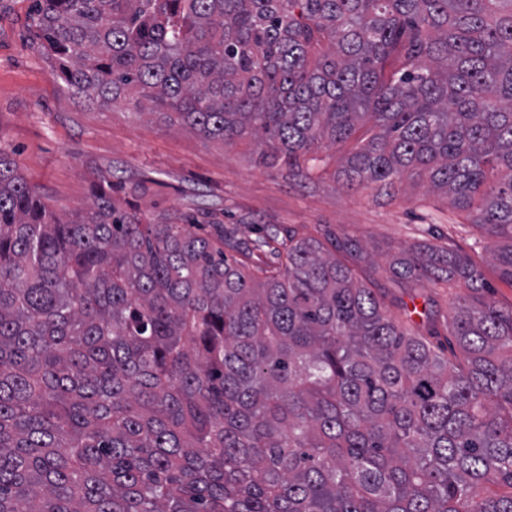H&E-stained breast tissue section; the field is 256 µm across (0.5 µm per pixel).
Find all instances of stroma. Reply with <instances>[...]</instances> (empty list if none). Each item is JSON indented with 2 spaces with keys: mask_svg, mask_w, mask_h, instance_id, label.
Returning <instances> with one entry per match:
<instances>
[{
  "mask_svg": "<svg viewBox=\"0 0 512 512\" xmlns=\"http://www.w3.org/2000/svg\"><path fill=\"white\" fill-rule=\"evenodd\" d=\"M31 0H0V148L42 199L63 214L87 203L94 176L112 178L114 200L153 221L183 223L210 210L224 225V253L240 258L252 249V265H271L257 240L312 234L316 225L361 238L364 260L346 264L368 287L379 289L391 314L399 302L430 305L434 341L445 344L452 297L432 282L410 290L393 283L389 264L417 244L454 243L471 254L489 285L488 299L512 307V283L489 261L497 241L470 224L448 198L433 194L426 176L403 181L394 197L376 189H347L338 171L348 143L322 149L326 165L312 180L284 165L256 161L249 141L207 140L189 127L119 98L104 112L71 93L52 76V62L38 50L29 26Z\"/></svg>",
  "mask_w": 512,
  "mask_h": 512,
  "instance_id": "35a3bbf8",
  "label": "stroma"
}]
</instances>
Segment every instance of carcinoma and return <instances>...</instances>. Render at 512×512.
<instances>
[{"mask_svg":"<svg viewBox=\"0 0 512 512\" xmlns=\"http://www.w3.org/2000/svg\"><path fill=\"white\" fill-rule=\"evenodd\" d=\"M52 75L129 94L309 179L426 175L502 241L512 283V0H32ZM278 265L116 205L63 218L0 149V512H512V308L454 248L392 274L464 284L436 348L320 235Z\"/></svg>","mask_w":512,"mask_h":512,"instance_id":"obj_1","label":"carcinoma"}]
</instances>
